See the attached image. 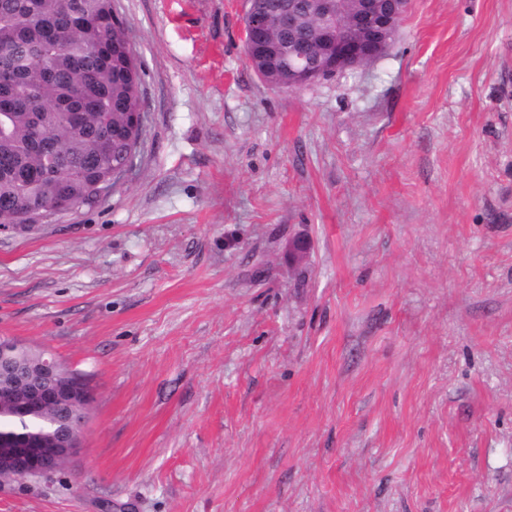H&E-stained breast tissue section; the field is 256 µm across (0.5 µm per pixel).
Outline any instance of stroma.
Listing matches in <instances>:
<instances>
[{"label":"stroma","instance_id":"stroma-1","mask_svg":"<svg viewBox=\"0 0 512 512\" xmlns=\"http://www.w3.org/2000/svg\"><path fill=\"white\" fill-rule=\"evenodd\" d=\"M112 10L133 167L0 233V337L94 399L0 512H512V0H411L293 91L244 0Z\"/></svg>","mask_w":512,"mask_h":512}]
</instances>
